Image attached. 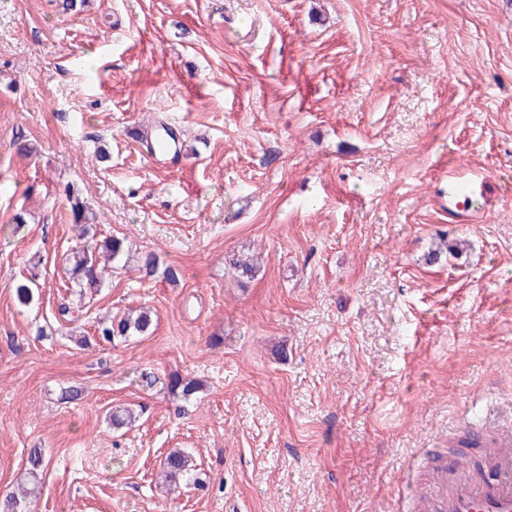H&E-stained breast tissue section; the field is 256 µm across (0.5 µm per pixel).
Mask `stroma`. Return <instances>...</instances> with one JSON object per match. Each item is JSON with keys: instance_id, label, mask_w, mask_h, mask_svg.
Returning a JSON list of instances; mask_svg holds the SVG:
<instances>
[{"instance_id": "1", "label": "stroma", "mask_w": 512, "mask_h": 512, "mask_svg": "<svg viewBox=\"0 0 512 512\" xmlns=\"http://www.w3.org/2000/svg\"><path fill=\"white\" fill-rule=\"evenodd\" d=\"M471 170L483 218L450 221ZM67 186L126 244L85 298ZM142 307L148 335L98 336ZM489 395L512 408V0H0V498L38 448L28 512H393ZM173 448L202 484L160 483ZM487 177L483 174H475L468 176L464 180L461 176H453L448 181V218L454 220L459 211H466L467 219L472 222H477L481 214L480 210L469 211L467 208L473 197L482 196L484 184L487 182Z\"/></svg>"}]
</instances>
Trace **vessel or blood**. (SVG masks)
Masks as SVG:
<instances>
[{"label": "vessel or blood", "instance_id": "obj_1", "mask_svg": "<svg viewBox=\"0 0 512 512\" xmlns=\"http://www.w3.org/2000/svg\"><path fill=\"white\" fill-rule=\"evenodd\" d=\"M485 175L454 176L448 182V215L469 211L482 195ZM486 423H464L444 448H423L407 466V495L402 512H512V415L486 409Z\"/></svg>", "mask_w": 512, "mask_h": 512}]
</instances>
